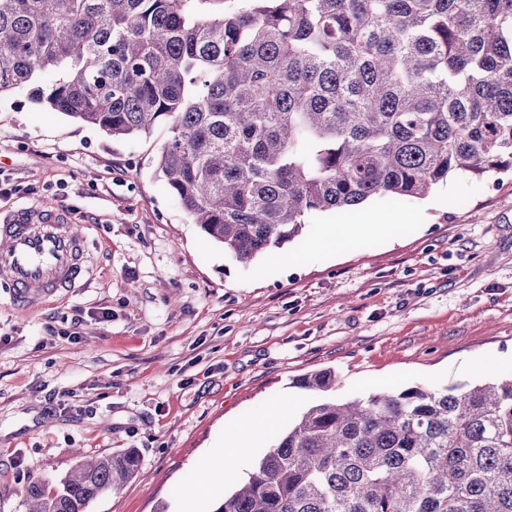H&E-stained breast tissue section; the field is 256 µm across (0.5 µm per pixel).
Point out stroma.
Instances as JSON below:
<instances>
[{
  "mask_svg": "<svg viewBox=\"0 0 512 512\" xmlns=\"http://www.w3.org/2000/svg\"><path fill=\"white\" fill-rule=\"evenodd\" d=\"M170 136L114 138L26 91L0 96V180L18 189L0 220L61 209L87 238L80 288L30 311L0 289V512H26L32 479L57 491L80 455L128 449L136 477L88 512H212L259 457L199 489L209 450L280 405L273 448L317 398L303 375L334 370L351 399L474 384L483 362L512 374V171L316 214L298 241L241 264L158 173ZM370 213L383 234L323 246Z\"/></svg>",
  "mask_w": 512,
  "mask_h": 512,
  "instance_id": "stroma-1",
  "label": "stroma"
}]
</instances>
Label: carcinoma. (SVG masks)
I'll use <instances>...</instances> for the list:
<instances>
[{
    "mask_svg": "<svg viewBox=\"0 0 512 512\" xmlns=\"http://www.w3.org/2000/svg\"><path fill=\"white\" fill-rule=\"evenodd\" d=\"M0 0V94L115 138L161 123L181 206L246 262L320 212L421 198L512 170V0ZM213 512H512V375L469 388L331 395ZM134 450L79 462L28 512H87L133 479ZM247 2L244 0H192V8L207 14L232 13L243 9Z\"/></svg>",
    "mask_w": 512,
    "mask_h": 512,
    "instance_id": "carcinoma-1",
    "label": "carcinoma"
}]
</instances>
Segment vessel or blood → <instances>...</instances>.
Segmentation results:
<instances>
[{
    "label": "vessel or blood",
    "instance_id": "b4317fda",
    "mask_svg": "<svg viewBox=\"0 0 512 512\" xmlns=\"http://www.w3.org/2000/svg\"><path fill=\"white\" fill-rule=\"evenodd\" d=\"M84 238L64 211L14 212L0 223V286L13 304L29 310L60 290L80 287Z\"/></svg>",
    "mask_w": 512,
    "mask_h": 512
}]
</instances>
